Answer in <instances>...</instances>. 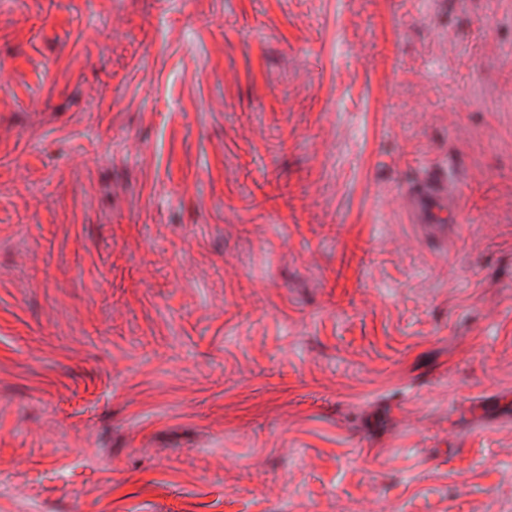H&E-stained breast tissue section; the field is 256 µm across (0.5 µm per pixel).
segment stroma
Returning <instances> with one entry per match:
<instances>
[{
	"label": "stroma",
	"mask_w": 512,
	"mask_h": 512,
	"mask_svg": "<svg viewBox=\"0 0 512 512\" xmlns=\"http://www.w3.org/2000/svg\"><path fill=\"white\" fill-rule=\"evenodd\" d=\"M486 86L512 0H0V512H512ZM408 202L417 224L439 230L446 224L461 223V215L448 213V181L439 176L418 180L408 191Z\"/></svg>",
	"instance_id": "35a3bbf8"
}]
</instances>
